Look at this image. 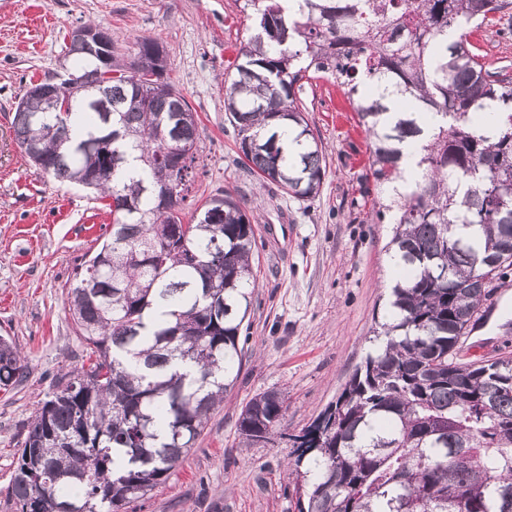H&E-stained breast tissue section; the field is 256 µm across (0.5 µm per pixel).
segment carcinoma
Here are the masks:
<instances>
[{
    "label": "carcinoma",
    "mask_w": 512,
    "mask_h": 512,
    "mask_svg": "<svg viewBox=\"0 0 512 512\" xmlns=\"http://www.w3.org/2000/svg\"><path fill=\"white\" fill-rule=\"evenodd\" d=\"M244 0L253 21L224 81V112L244 163L301 200L326 173L325 147L298 83L330 74L369 136L370 171L385 193L377 222L393 224L391 259L406 275L385 321L336 401L298 432L289 476L297 512H512V359L463 364L453 354L502 269L512 266V79L492 75L465 36L512 0ZM66 47L72 67L52 81L73 96L59 120L26 90L15 139L54 178L110 200L109 236L76 268L66 307L81 366L56 377L32 416L11 477L16 512H122L165 483L224 403L242 362L239 339L256 278L254 225L226 190L183 222L200 159L196 117L167 77L165 48ZM111 70L125 72L104 83ZM413 103L389 113L385 97ZM434 126L412 188L400 144ZM179 152L175 207L153 184ZM131 203L134 211L123 206ZM94 281L97 292L83 282ZM25 357L0 336V389L18 386ZM285 399L271 390L239 416L252 444L278 433Z\"/></svg>",
    "instance_id": "carcinoma-1"
}]
</instances>
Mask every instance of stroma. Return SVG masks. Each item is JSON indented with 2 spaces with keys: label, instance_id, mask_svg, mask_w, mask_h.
I'll return each instance as SVG.
<instances>
[{
  "label": "stroma",
  "instance_id": "obj_1",
  "mask_svg": "<svg viewBox=\"0 0 512 512\" xmlns=\"http://www.w3.org/2000/svg\"><path fill=\"white\" fill-rule=\"evenodd\" d=\"M87 23L109 29L126 61L137 38L163 44L169 77L200 130L204 166L185 209L230 190L247 201L258 244L237 381L167 483L126 512H294L289 442L249 444L237 430L239 414L255 395L280 391L283 427L295 433L335 400L385 315L391 227L375 221L380 192L369 174V146L351 134L359 117L333 76L300 92L326 151L320 193L294 199L245 167L224 112V77L251 34L243 0H0V336L27 357L25 381L0 390V512H15L10 481L24 424L60 370L81 364L65 299L76 267L113 220L106 200L35 166L12 129L26 85L69 68L67 36ZM466 36L490 68L512 76L507 22ZM468 339L487 343L480 360L512 358V267L495 281L486 316Z\"/></svg>",
  "mask_w": 512,
  "mask_h": 512
}]
</instances>
